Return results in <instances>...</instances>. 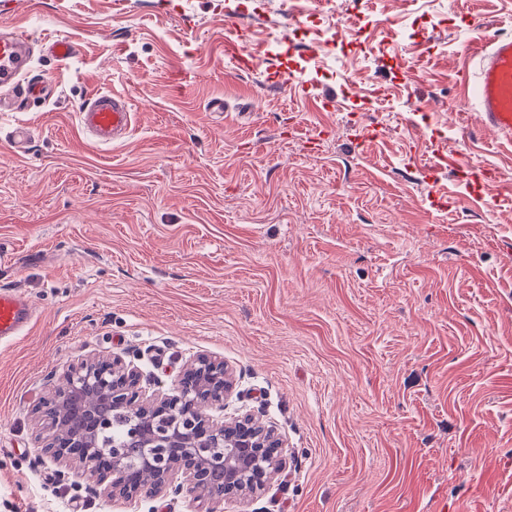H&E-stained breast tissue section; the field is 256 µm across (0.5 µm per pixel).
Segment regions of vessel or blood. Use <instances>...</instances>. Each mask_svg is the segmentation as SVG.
<instances>
[{"label": "vessel or blood", "instance_id": "vessel-or-blood-1", "mask_svg": "<svg viewBox=\"0 0 512 512\" xmlns=\"http://www.w3.org/2000/svg\"><path fill=\"white\" fill-rule=\"evenodd\" d=\"M32 38L0 32V89L27 97L39 95V84L28 80ZM470 99L483 127L512 143V36L492 38L481 50L473 74ZM133 114L126 98L99 91L78 111L80 128L101 145L122 141L131 131ZM33 317L28 298L16 288L0 287V344L23 336Z\"/></svg>", "mask_w": 512, "mask_h": 512}]
</instances>
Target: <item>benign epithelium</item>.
Wrapping results in <instances>:
<instances>
[{
	"label": "benign epithelium",
	"instance_id": "1",
	"mask_svg": "<svg viewBox=\"0 0 512 512\" xmlns=\"http://www.w3.org/2000/svg\"><path fill=\"white\" fill-rule=\"evenodd\" d=\"M179 384L147 394L142 372L120 354L86 357L69 367L51 399L37 406L39 439L61 480L82 479L111 499L137 502L170 492L205 512L267 492L284 470L288 449L276 430L246 412L217 415L236 380L222 360L188 358ZM79 406L83 426L65 414ZM223 485L214 487V475Z\"/></svg>",
	"mask_w": 512,
	"mask_h": 512
}]
</instances>
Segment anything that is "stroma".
<instances>
[{
  "instance_id": "stroma-1",
  "label": "stroma",
  "mask_w": 512,
  "mask_h": 512,
  "mask_svg": "<svg viewBox=\"0 0 512 512\" xmlns=\"http://www.w3.org/2000/svg\"><path fill=\"white\" fill-rule=\"evenodd\" d=\"M0 0L43 95L0 108V286L30 327L0 345V512H200L59 481L33 410L118 353L173 388L233 368L225 412L289 451L224 512H512V145L466 104L512 0ZM127 97L99 146L80 103ZM28 126L26 155L9 131ZM133 113L126 98L110 91H98L78 111L80 128L94 143L110 145L122 141L131 131Z\"/></svg>"
}]
</instances>
